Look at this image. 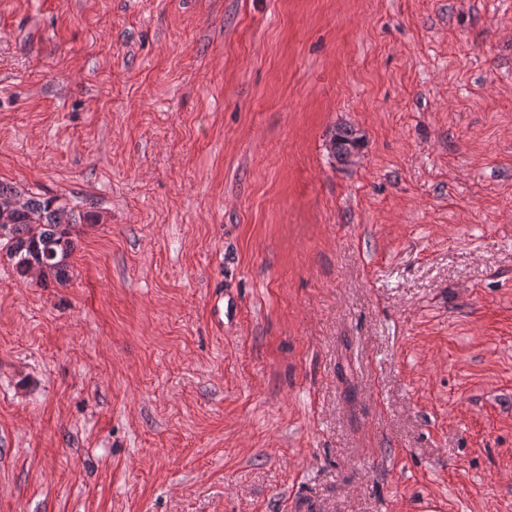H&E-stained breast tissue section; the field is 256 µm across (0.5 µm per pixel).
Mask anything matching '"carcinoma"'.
I'll return each mask as SVG.
<instances>
[{
	"label": "carcinoma",
	"mask_w": 512,
	"mask_h": 512,
	"mask_svg": "<svg viewBox=\"0 0 512 512\" xmlns=\"http://www.w3.org/2000/svg\"><path fill=\"white\" fill-rule=\"evenodd\" d=\"M362 135L343 124L330 139V153L341 163L359 143ZM25 207L6 216L0 223V251L5 252L17 272L26 276L38 270L42 277L58 283L68 280L69 258L73 253V231L78 224H92L98 216L92 211L74 214L57 203L55 197L30 196Z\"/></svg>",
	"instance_id": "carcinoma-1"
}]
</instances>
